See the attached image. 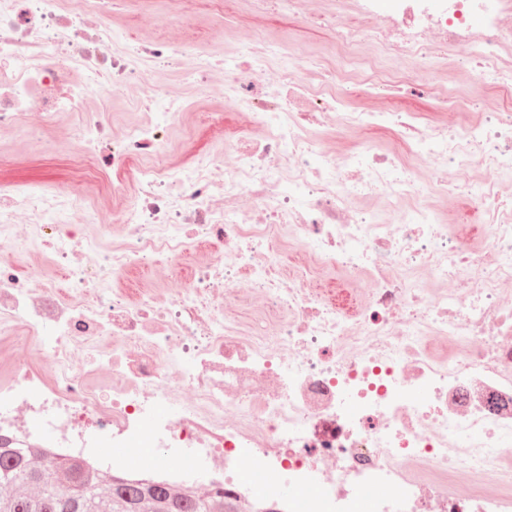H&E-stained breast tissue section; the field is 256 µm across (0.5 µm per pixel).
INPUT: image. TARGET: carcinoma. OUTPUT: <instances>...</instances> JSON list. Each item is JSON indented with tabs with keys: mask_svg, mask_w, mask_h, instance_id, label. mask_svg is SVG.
<instances>
[{
	"mask_svg": "<svg viewBox=\"0 0 512 512\" xmlns=\"http://www.w3.org/2000/svg\"><path fill=\"white\" fill-rule=\"evenodd\" d=\"M217 494L127 482L81 462L0 448V512H230Z\"/></svg>",
	"mask_w": 512,
	"mask_h": 512,
	"instance_id": "carcinoma-1",
	"label": "carcinoma"
}]
</instances>
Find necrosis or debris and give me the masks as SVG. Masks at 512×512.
Masks as SVG:
<instances>
[{"label": "necrosis or debris", "instance_id": "obj_1", "mask_svg": "<svg viewBox=\"0 0 512 512\" xmlns=\"http://www.w3.org/2000/svg\"><path fill=\"white\" fill-rule=\"evenodd\" d=\"M129 2L0 0V150L35 118L94 172L0 182V447L237 512H512V0H238L329 29L307 55ZM393 105L403 110L426 112L432 109L434 101L427 97H420L396 90L392 98ZM193 132L194 139L190 145V150L196 152L211 150L222 136L221 133L210 128V126L204 122L197 123Z\"/></svg>", "mask_w": 512, "mask_h": 512}]
</instances>
